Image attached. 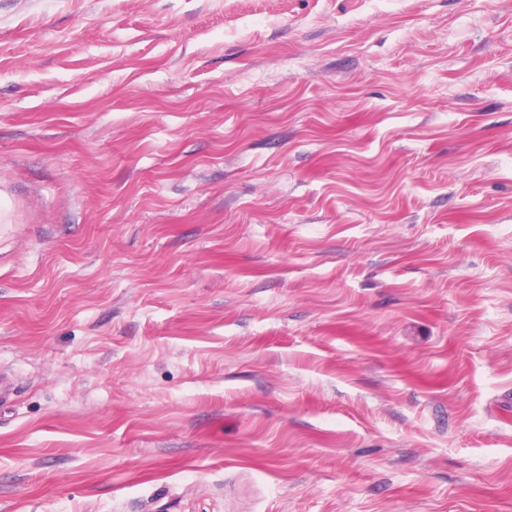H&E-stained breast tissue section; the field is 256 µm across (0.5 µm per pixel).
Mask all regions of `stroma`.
Returning a JSON list of instances; mask_svg holds the SVG:
<instances>
[{"instance_id":"obj_1","label":"stroma","mask_w":512,"mask_h":512,"mask_svg":"<svg viewBox=\"0 0 512 512\" xmlns=\"http://www.w3.org/2000/svg\"><path fill=\"white\" fill-rule=\"evenodd\" d=\"M0 512H512V0H0Z\"/></svg>"}]
</instances>
